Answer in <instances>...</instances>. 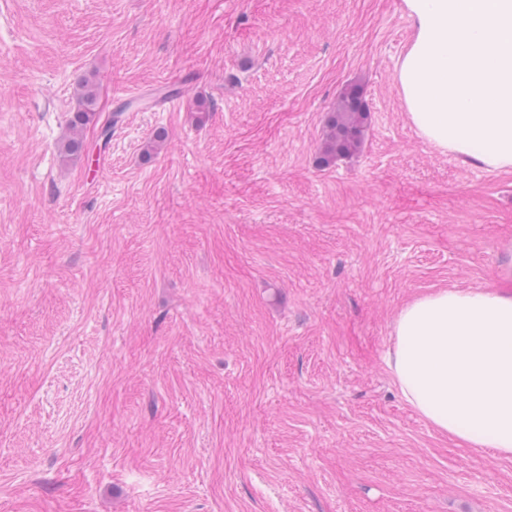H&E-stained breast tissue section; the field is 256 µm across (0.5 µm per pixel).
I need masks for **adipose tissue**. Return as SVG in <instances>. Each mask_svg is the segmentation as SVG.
I'll return each instance as SVG.
<instances>
[{"label":"adipose tissue","instance_id":"obj_1","mask_svg":"<svg viewBox=\"0 0 512 512\" xmlns=\"http://www.w3.org/2000/svg\"><path fill=\"white\" fill-rule=\"evenodd\" d=\"M414 33L396 80L421 137L512 171V0H403ZM387 365L404 402L466 448L512 457V263L497 283L399 310Z\"/></svg>","mask_w":512,"mask_h":512}]
</instances>
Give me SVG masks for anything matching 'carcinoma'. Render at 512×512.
<instances>
[{
    "label": "carcinoma",
    "mask_w": 512,
    "mask_h": 512,
    "mask_svg": "<svg viewBox=\"0 0 512 512\" xmlns=\"http://www.w3.org/2000/svg\"><path fill=\"white\" fill-rule=\"evenodd\" d=\"M77 108L73 112L61 144L65 152L78 154L84 149L82 132L97 117L98 86L87 82L76 92ZM369 110L361 92L355 86L346 88L326 121L318 162L328 167L336 160L359 151L363 143Z\"/></svg>",
    "instance_id": "obj_1"
}]
</instances>
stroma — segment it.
<instances>
[{
  "instance_id": "stroma-1",
  "label": "stroma",
  "mask_w": 512,
  "mask_h": 512,
  "mask_svg": "<svg viewBox=\"0 0 512 512\" xmlns=\"http://www.w3.org/2000/svg\"><path fill=\"white\" fill-rule=\"evenodd\" d=\"M412 34L401 0H0V512H512V458L387 366L405 303L512 258V172L408 119ZM98 86L94 82H86L77 89V108L73 112L67 132L61 144L66 153L78 154L84 149L82 132L97 117ZM368 117L369 110L359 89L355 86L346 88L327 118L318 157L320 166L328 167L359 151Z\"/></svg>"
}]
</instances>
